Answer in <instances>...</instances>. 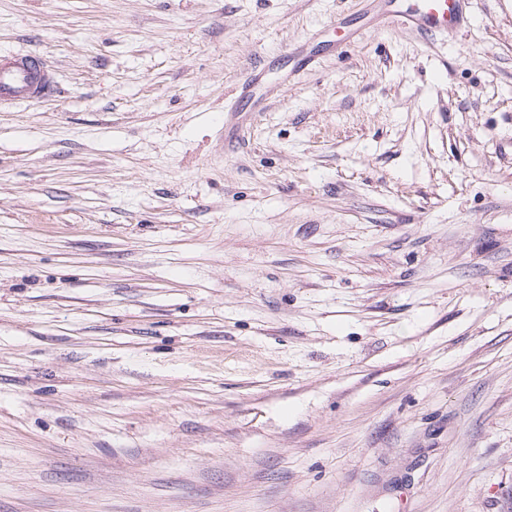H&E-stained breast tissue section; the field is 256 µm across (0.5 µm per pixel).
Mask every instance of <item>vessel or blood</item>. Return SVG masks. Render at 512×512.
<instances>
[{"instance_id":"1","label":"vessel or blood","mask_w":512,"mask_h":512,"mask_svg":"<svg viewBox=\"0 0 512 512\" xmlns=\"http://www.w3.org/2000/svg\"><path fill=\"white\" fill-rule=\"evenodd\" d=\"M379 22L393 30L448 34L467 20L468 0H371ZM56 82L39 54L0 53V104L45 100L54 96Z\"/></svg>"}]
</instances>
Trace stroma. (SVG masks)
<instances>
[{"label": "stroma", "mask_w": 512, "mask_h": 512, "mask_svg": "<svg viewBox=\"0 0 512 512\" xmlns=\"http://www.w3.org/2000/svg\"><path fill=\"white\" fill-rule=\"evenodd\" d=\"M469 13L0 0L57 82L0 105V512H512V0ZM379 22L393 30L446 34L467 20L468 0H370Z\"/></svg>", "instance_id": "35a3bbf8"}]
</instances>
